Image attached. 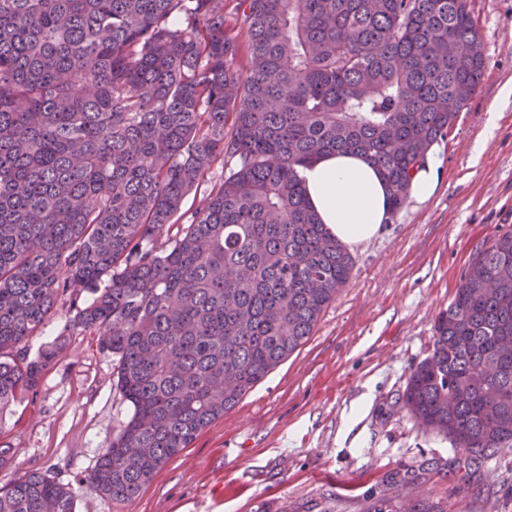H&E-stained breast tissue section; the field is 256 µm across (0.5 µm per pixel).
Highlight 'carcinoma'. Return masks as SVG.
<instances>
[{
    "instance_id": "carcinoma-1",
    "label": "carcinoma",
    "mask_w": 512,
    "mask_h": 512,
    "mask_svg": "<svg viewBox=\"0 0 512 512\" xmlns=\"http://www.w3.org/2000/svg\"><path fill=\"white\" fill-rule=\"evenodd\" d=\"M485 70L468 0H0V417L67 336L96 335L132 414L85 484L135 497L348 282L355 259L299 170L364 154L397 214ZM60 302L73 316L30 355ZM434 332L404 407L475 463L511 452L512 230L474 254ZM74 499L31 473L0 512Z\"/></svg>"
}]
</instances>
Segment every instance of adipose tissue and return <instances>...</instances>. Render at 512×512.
<instances>
[{
  "mask_svg": "<svg viewBox=\"0 0 512 512\" xmlns=\"http://www.w3.org/2000/svg\"><path fill=\"white\" fill-rule=\"evenodd\" d=\"M306 197L328 231L354 249L381 235L390 198L380 172L363 157L329 154L300 172Z\"/></svg>",
  "mask_w": 512,
  "mask_h": 512,
  "instance_id": "ef3b65f1",
  "label": "adipose tissue"
}]
</instances>
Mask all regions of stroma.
<instances>
[{"mask_svg":"<svg viewBox=\"0 0 512 512\" xmlns=\"http://www.w3.org/2000/svg\"><path fill=\"white\" fill-rule=\"evenodd\" d=\"M469 8L487 69L435 145L439 186L353 250L352 275L307 342L117 501L84 480L131 407L111 354L74 332L36 393L0 416L15 450L0 489L36 472L73 490L75 512H368L386 497L512 512V452L467 462L400 399L473 254L512 230V0Z\"/></svg>","mask_w":512,"mask_h":512,"instance_id":"stroma-1","label":"stroma"}]
</instances>
